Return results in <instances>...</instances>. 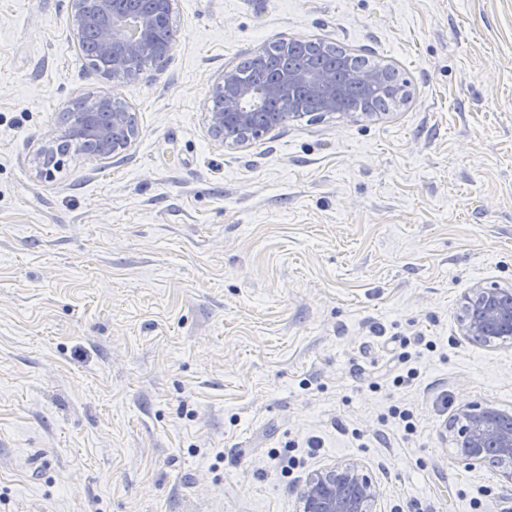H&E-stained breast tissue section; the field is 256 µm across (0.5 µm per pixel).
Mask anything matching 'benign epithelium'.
Segmentation results:
<instances>
[{"label":"benign epithelium","mask_w":512,"mask_h":512,"mask_svg":"<svg viewBox=\"0 0 512 512\" xmlns=\"http://www.w3.org/2000/svg\"><path fill=\"white\" fill-rule=\"evenodd\" d=\"M178 0H155V10L123 20L117 14V0H99L102 22L96 33L100 52L112 59L106 78L116 87L124 84L136 70L138 60L150 55L154 61L169 58L171 49L155 39L158 25L172 15ZM387 73L378 70L347 69L345 79L336 69H292L280 71L263 87L245 82L234 68L224 70L216 87L224 105L207 115L208 132L221 144L244 146L263 134L298 116L302 108L299 94L320 103L321 111L335 113L347 88L355 83L382 87ZM288 103L286 112H262L274 102ZM121 101L100 98L89 101L86 111L75 112L69 134L112 142V152H121L135 141L137 132L126 126ZM462 335L479 344L512 339V285L486 287L474 284L462 298L457 317ZM455 445L465 447L460 461L468 468L481 463L492 449L507 462L503 476L512 482V412L489 405H468L447 427ZM379 488L356 462L335 464L317 470L305 480L299 495V512H371Z\"/></svg>","instance_id":"1"}]
</instances>
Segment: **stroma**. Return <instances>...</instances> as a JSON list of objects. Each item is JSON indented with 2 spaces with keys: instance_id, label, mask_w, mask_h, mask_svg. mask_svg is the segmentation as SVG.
I'll list each match as a JSON object with an SVG mask.
<instances>
[{
  "instance_id": "35a3bbf8",
  "label": "stroma",
  "mask_w": 512,
  "mask_h": 512,
  "mask_svg": "<svg viewBox=\"0 0 512 512\" xmlns=\"http://www.w3.org/2000/svg\"><path fill=\"white\" fill-rule=\"evenodd\" d=\"M72 14L0 0V512H297L349 459L376 512H512L443 436L512 411V342L456 321L512 284V0H179L169 59L118 88ZM296 38L381 60L407 101L214 141L225 69ZM110 94L132 146L39 176L62 111Z\"/></svg>"
}]
</instances>
